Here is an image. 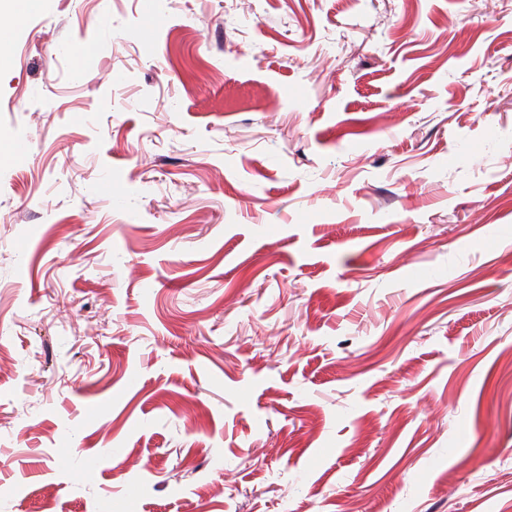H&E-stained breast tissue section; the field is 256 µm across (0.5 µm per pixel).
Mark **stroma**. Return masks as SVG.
<instances>
[{
    "mask_svg": "<svg viewBox=\"0 0 512 512\" xmlns=\"http://www.w3.org/2000/svg\"><path fill=\"white\" fill-rule=\"evenodd\" d=\"M1 144L0 512H512V0H45Z\"/></svg>",
    "mask_w": 512,
    "mask_h": 512,
    "instance_id": "obj_1",
    "label": "stroma"
}]
</instances>
